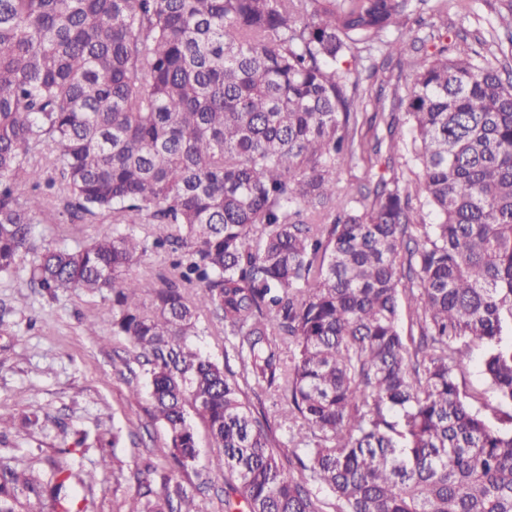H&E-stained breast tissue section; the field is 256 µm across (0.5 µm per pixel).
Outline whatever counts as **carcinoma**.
Masks as SVG:
<instances>
[{
  "mask_svg": "<svg viewBox=\"0 0 512 512\" xmlns=\"http://www.w3.org/2000/svg\"><path fill=\"white\" fill-rule=\"evenodd\" d=\"M415 12L0 0V275L30 255L16 287L112 301L169 436L126 512H192L176 474L197 472L194 418L220 450L224 512H512V78L464 37L410 50ZM381 45L412 84L368 118L337 63ZM367 121L391 149L407 127L415 178L340 193L344 168L381 153L356 138ZM53 203L112 229L39 241ZM160 250L169 273L127 274ZM207 314L222 363L201 346ZM476 346L494 403L459 382ZM47 465L0 462V512H77L86 478Z\"/></svg>",
  "mask_w": 512,
  "mask_h": 512,
  "instance_id": "carcinoma-1",
  "label": "carcinoma"
}]
</instances>
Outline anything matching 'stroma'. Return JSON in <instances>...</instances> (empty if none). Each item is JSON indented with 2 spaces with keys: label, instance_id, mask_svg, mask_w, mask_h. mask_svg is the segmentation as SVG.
<instances>
[{
  "label": "stroma",
  "instance_id": "obj_1",
  "mask_svg": "<svg viewBox=\"0 0 512 512\" xmlns=\"http://www.w3.org/2000/svg\"><path fill=\"white\" fill-rule=\"evenodd\" d=\"M502 9L500 0H450L447 35L467 36L494 65L512 69V54L500 51L512 36V17H502ZM339 68L368 96L389 101L406 92L386 51L347 55ZM103 230L100 224H62L53 216L34 234L74 248ZM111 310V301L99 294L72 289L54 299L17 289L13 277L0 276V410L40 417L38 425H20L0 437V461L41 477L47 458L60 456L75 471L94 474L91 488L79 491L86 512H118L135 489L136 471L148 461L164 464L168 442L166 429L148 413L147 397L130 394L131 386L142 385V375L115 368L134 352L104 323ZM116 432L121 443L115 449L107 441ZM106 457L122 466V485L103 466Z\"/></svg>",
  "mask_w": 512,
  "mask_h": 512
}]
</instances>
